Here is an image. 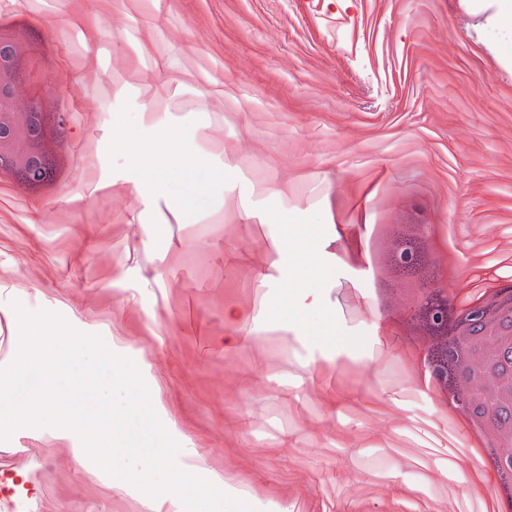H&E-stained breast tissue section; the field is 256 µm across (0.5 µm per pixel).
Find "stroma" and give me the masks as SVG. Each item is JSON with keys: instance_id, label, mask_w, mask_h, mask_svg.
Instances as JSON below:
<instances>
[{"instance_id": "stroma-1", "label": "stroma", "mask_w": 512, "mask_h": 512, "mask_svg": "<svg viewBox=\"0 0 512 512\" xmlns=\"http://www.w3.org/2000/svg\"><path fill=\"white\" fill-rule=\"evenodd\" d=\"M504 2L350 0L341 40L317 0H43L22 40L73 130L49 136L46 186L0 178V369L21 309L102 336L192 474L271 512L512 499L429 392L438 265L397 219L439 215L473 270L461 300L512 292ZM81 445L49 425L0 440L28 512H149Z\"/></svg>"}]
</instances>
